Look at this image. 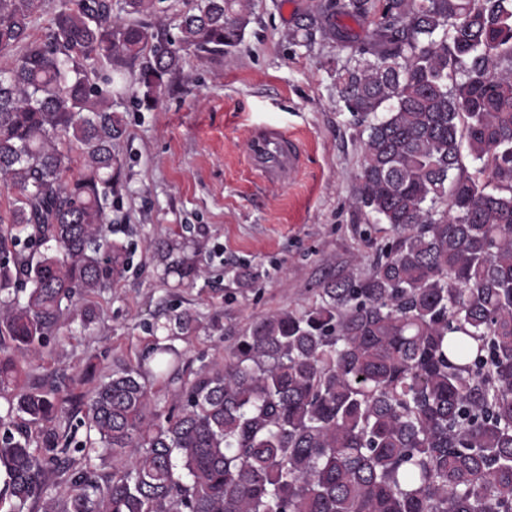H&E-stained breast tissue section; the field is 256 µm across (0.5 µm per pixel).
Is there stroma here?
Listing matches in <instances>:
<instances>
[{
  "mask_svg": "<svg viewBox=\"0 0 512 512\" xmlns=\"http://www.w3.org/2000/svg\"><path fill=\"white\" fill-rule=\"evenodd\" d=\"M320 2L251 0L232 52L183 54L152 108L138 107L131 90L118 98L124 135L108 230L128 265L66 313L28 384L55 374L77 395L88 356L105 371L157 341L184 352L193 369L220 361L256 318L304 310L336 275L366 272L390 234L351 204L363 144L336 71L352 51L320 33L305 42L298 27ZM261 125L302 149L290 182L271 183L254 165L251 133ZM186 255L197 268L188 276L176 267ZM239 269L255 283L237 284Z\"/></svg>",
  "mask_w": 512,
  "mask_h": 512,
  "instance_id": "obj_1",
  "label": "stroma"
}]
</instances>
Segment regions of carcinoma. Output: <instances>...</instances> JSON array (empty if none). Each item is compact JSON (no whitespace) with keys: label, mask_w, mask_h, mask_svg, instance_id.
Here are the masks:
<instances>
[{"label":"carcinoma","mask_w":512,"mask_h":512,"mask_svg":"<svg viewBox=\"0 0 512 512\" xmlns=\"http://www.w3.org/2000/svg\"><path fill=\"white\" fill-rule=\"evenodd\" d=\"M50 5L0 0V398L40 425L0 433V509L512 512V0H327L320 27L341 47L355 37L336 18L373 26L336 81L366 133L352 205L391 241L222 362L187 371L157 342L78 396L21 378L73 298L127 265L104 232L113 86L147 56L132 83L151 107L183 52L241 43L248 0H197L174 40L112 0H61L29 39ZM156 383L174 387L165 413Z\"/></svg>","instance_id":"1"}]
</instances>
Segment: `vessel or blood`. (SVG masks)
<instances>
[{"instance_id":"b4317fda","label":"vessel or blood","mask_w":512,"mask_h":512,"mask_svg":"<svg viewBox=\"0 0 512 512\" xmlns=\"http://www.w3.org/2000/svg\"><path fill=\"white\" fill-rule=\"evenodd\" d=\"M252 154L266 178L286 182L302 166L296 141L280 129L262 127L252 138Z\"/></svg>"}]
</instances>
